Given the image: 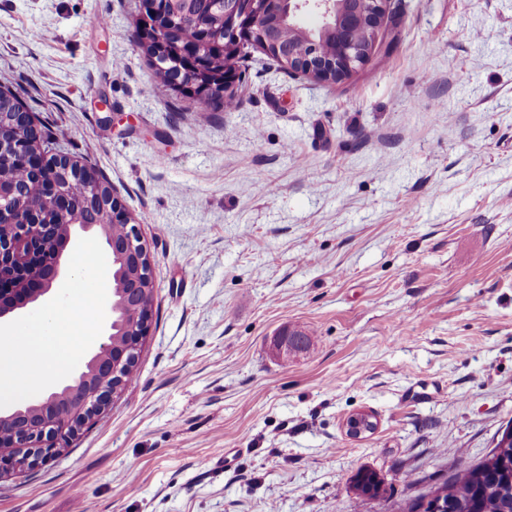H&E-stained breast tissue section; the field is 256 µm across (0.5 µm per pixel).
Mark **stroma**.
I'll return each mask as SVG.
<instances>
[{"instance_id": "obj_1", "label": "stroma", "mask_w": 512, "mask_h": 512, "mask_svg": "<svg viewBox=\"0 0 512 512\" xmlns=\"http://www.w3.org/2000/svg\"><path fill=\"white\" fill-rule=\"evenodd\" d=\"M136 0H0V87L140 223L154 303L136 378L0 512H398L512 423V0H393L338 83L255 54L225 112H178ZM101 17L103 25L88 21ZM48 307L105 342L112 260L77 235ZM311 342L280 361L283 328ZM364 409L377 431L349 438ZM233 449L225 463V449ZM392 488L356 498L359 467Z\"/></svg>"}]
</instances>
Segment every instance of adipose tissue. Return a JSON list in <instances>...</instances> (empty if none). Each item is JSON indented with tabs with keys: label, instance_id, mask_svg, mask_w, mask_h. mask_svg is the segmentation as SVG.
Wrapping results in <instances>:
<instances>
[{
	"label": "adipose tissue",
	"instance_id": "ef3b65f1",
	"mask_svg": "<svg viewBox=\"0 0 512 512\" xmlns=\"http://www.w3.org/2000/svg\"><path fill=\"white\" fill-rule=\"evenodd\" d=\"M52 327L51 336H43L40 330H32L24 340L4 338L0 340V401L14 402L25 398L35 387L34 360H41L49 367L67 365L76 353L71 336L79 322L75 309L67 312L53 310L47 316Z\"/></svg>",
	"mask_w": 512,
	"mask_h": 512
}]
</instances>
